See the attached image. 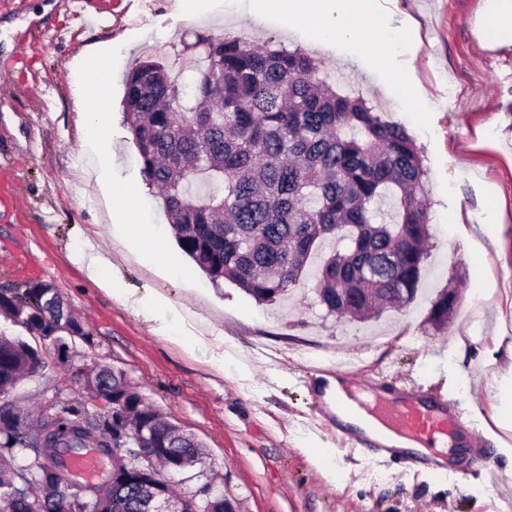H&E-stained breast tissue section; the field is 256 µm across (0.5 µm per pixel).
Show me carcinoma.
I'll use <instances>...</instances> for the list:
<instances>
[{"mask_svg":"<svg viewBox=\"0 0 512 512\" xmlns=\"http://www.w3.org/2000/svg\"><path fill=\"white\" fill-rule=\"evenodd\" d=\"M187 52L194 55L188 82L170 62ZM123 113L143 182L161 192L179 248L212 285L228 281L259 304H275L303 278L321 244L334 240L344 248L322 258L316 277L328 314L366 322L416 300L431 237L421 152L404 125L359 95L337 92L308 53L197 33L131 67ZM446 297L444 288L430 302L426 323L436 331L448 327V317L435 313ZM0 316L26 325L32 338L0 334V392L8 395L21 376L45 369L42 338L57 335V318H66L67 335L92 344L46 281L0 290ZM84 380L91 392L107 390L112 417L91 418L83 402L64 401L56 407L62 419L44 438L16 429L0 436L1 506L24 512L26 485L48 472L60 494L93 491L112 499L117 512H152V476L178 471L173 458L205 457V445L145 402L123 371ZM15 418L27 413L0 398V425ZM163 443L169 451L150 476L127 482L107 471L82 486L60 460L63 448L108 456L122 447L137 461Z\"/></svg>","mask_w":512,"mask_h":512,"instance_id":"cac0c4a2","label":"carcinoma"}]
</instances>
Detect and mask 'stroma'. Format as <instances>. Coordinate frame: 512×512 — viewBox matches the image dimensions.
<instances>
[{
    "label": "stroma",
    "instance_id": "35a3bbf8",
    "mask_svg": "<svg viewBox=\"0 0 512 512\" xmlns=\"http://www.w3.org/2000/svg\"><path fill=\"white\" fill-rule=\"evenodd\" d=\"M95 25L72 0H0V180L18 204L0 202V289L55 285L93 335L69 363H49L12 393L38 413L84 395L75 370H122L142 397L206 447L205 471L236 512H512V429L500 426L499 386L512 368V29L484 44L486 0H379L378 27L407 40L393 68H415L419 100L405 112L389 75L345 43H319L299 21L254 16L250 0H88ZM299 47L338 91L363 96L414 137L427 171L431 218L421 294L403 311L361 324L327 314L305 277L288 303L264 306L233 284L213 287L177 246L160 199L142 191L135 227L164 247L161 270L112 236L98 188L77 87V57L93 50L112 72L113 184H138L137 152L123 122V81L133 60L190 32ZM349 77H342V70ZM111 249L134 312L89 282L75 258L87 240ZM461 301L446 330L425 323L428 300L449 279ZM165 305L156 306V296ZM168 324L165 335L160 324ZM222 335L189 350L190 326ZM352 363L359 376L439 387L484 430L500 479L443 478L401 457L340 448L314 424L305 365ZM325 456L314 464L311 449Z\"/></svg>",
    "mask_w": 512,
    "mask_h": 512
}]
</instances>
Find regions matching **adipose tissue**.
<instances>
[{"label": "adipose tissue", "mask_w": 512, "mask_h": 512, "mask_svg": "<svg viewBox=\"0 0 512 512\" xmlns=\"http://www.w3.org/2000/svg\"><path fill=\"white\" fill-rule=\"evenodd\" d=\"M255 13L274 11L280 15L303 22L315 29L322 40L328 42L346 41L356 45L365 54L371 65L379 70L390 71V83L404 100H414L416 85L411 70H395L391 62L400 54L404 34L394 31L381 39L371 38L377 19L376 0H251ZM85 80L78 87V94L92 101L93 108L86 115V135L100 145L93 170L103 175L110 165V128L107 108L103 101L107 97L112 81L108 68L95 56L84 61ZM138 190L127 186L112 192L113 202L110 219L114 226L120 227V243L125 246L142 249L146 242L142 231L129 225V215L135 205ZM78 262L85 270L87 278L110 295L123 298L133 310H140L141 301L129 288H117V272L112 264L110 251L93 249L80 253Z\"/></svg>", "instance_id": "obj_1"}]
</instances>
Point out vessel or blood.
<instances>
[{
	"mask_svg": "<svg viewBox=\"0 0 512 512\" xmlns=\"http://www.w3.org/2000/svg\"><path fill=\"white\" fill-rule=\"evenodd\" d=\"M308 390L317 406L318 427L340 447L387 455L399 452L406 441L415 446L410 459L437 472L460 478L474 472L487 482L496 475L488 456L465 461L455 456V449L483 434L447 395L417 386L386 387L339 365L316 368ZM63 463L86 481L102 473V459L92 448L65 452Z\"/></svg>",
	"mask_w": 512,
	"mask_h": 512,
	"instance_id": "b4317fda",
	"label": "vessel or blood"
}]
</instances>
